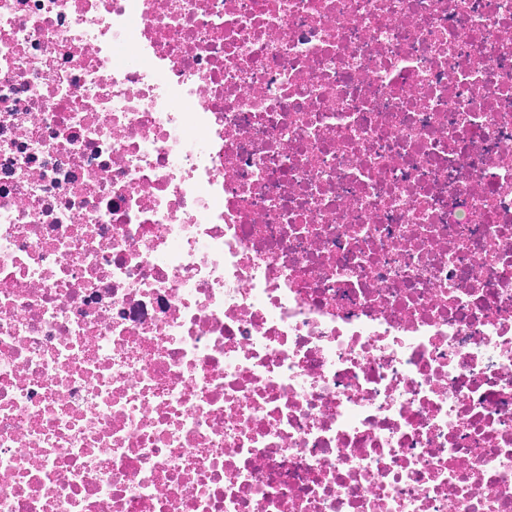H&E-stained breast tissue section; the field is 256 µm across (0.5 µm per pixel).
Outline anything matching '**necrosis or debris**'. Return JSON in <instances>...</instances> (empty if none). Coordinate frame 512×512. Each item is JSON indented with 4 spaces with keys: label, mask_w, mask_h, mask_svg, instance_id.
<instances>
[{
    "label": "necrosis or debris",
    "mask_w": 512,
    "mask_h": 512,
    "mask_svg": "<svg viewBox=\"0 0 512 512\" xmlns=\"http://www.w3.org/2000/svg\"><path fill=\"white\" fill-rule=\"evenodd\" d=\"M0 512H512V0H0Z\"/></svg>",
    "instance_id": "1"
}]
</instances>
